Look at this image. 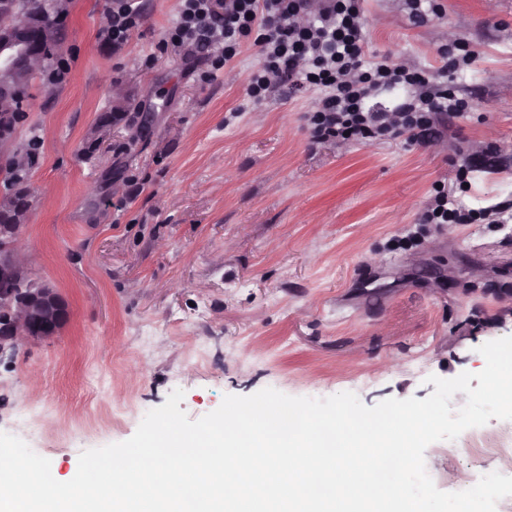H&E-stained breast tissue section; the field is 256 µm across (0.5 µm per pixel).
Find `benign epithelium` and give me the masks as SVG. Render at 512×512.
I'll return each instance as SVG.
<instances>
[{"label":"benign epithelium","mask_w":512,"mask_h":512,"mask_svg":"<svg viewBox=\"0 0 512 512\" xmlns=\"http://www.w3.org/2000/svg\"><path fill=\"white\" fill-rule=\"evenodd\" d=\"M51 0H0V72L8 73L22 62L28 68L46 62L44 36L34 11L45 15ZM24 115L0 114V165L10 162L15 134ZM21 224L0 226V359L13 356L23 339L53 337L64 325L68 309L57 292L14 255L13 245Z\"/></svg>","instance_id":"7a95c632"}]
</instances>
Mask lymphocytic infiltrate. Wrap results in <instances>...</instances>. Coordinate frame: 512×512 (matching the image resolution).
I'll return each mask as SVG.
<instances>
[{"mask_svg": "<svg viewBox=\"0 0 512 512\" xmlns=\"http://www.w3.org/2000/svg\"><path fill=\"white\" fill-rule=\"evenodd\" d=\"M142 21L137 0H112L98 38L125 44ZM260 61L249 73L246 96L265 102L282 80L316 95L304 120L315 142L363 144L402 136L416 143L436 136L441 122L467 113L468 102L448 84L449 74L472 65L466 44L455 41L438 51L439 68L397 64L368 52L363 0H177L176 16L160 48L204 51L211 80L245 45ZM504 223V210L456 206L444 186H436L417 221L421 224Z\"/></svg>", "mask_w": 512, "mask_h": 512, "instance_id": "1", "label": "lymphocytic infiltrate"}]
</instances>
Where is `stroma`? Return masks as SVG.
Masks as SVG:
<instances>
[{
  "label": "stroma",
  "instance_id": "obj_1",
  "mask_svg": "<svg viewBox=\"0 0 512 512\" xmlns=\"http://www.w3.org/2000/svg\"><path fill=\"white\" fill-rule=\"evenodd\" d=\"M108 2L69 0L57 56L70 79L40 72L30 88L21 137L42 143L20 241L69 318L0 359V432L64 476L176 389L195 420L266 387L422 400L429 376L484 368L480 346L512 336V223L417 217L439 184L466 209L512 203V0H444L421 25L405 0H365L372 53L434 68L450 41L475 52L454 79L472 112L415 145L313 142L314 94L286 82L247 102L255 47L205 83L204 52L158 49L175 0H139L144 21L119 48L97 37ZM120 102L146 115L139 136L116 126L85 156ZM472 150L485 164L463 186ZM510 435L493 418L434 442L426 470L442 491L469 489L506 466L492 448Z\"/></svg>",
  "mask_w": 512,
  "mask_h": 512
}]
</instances>
